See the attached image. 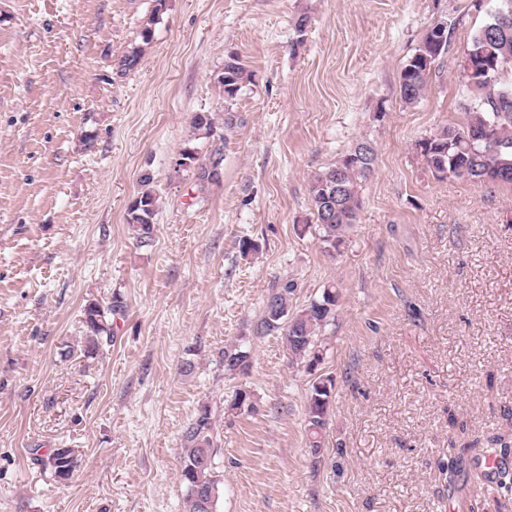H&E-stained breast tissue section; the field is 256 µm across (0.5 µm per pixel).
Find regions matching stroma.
<instances>
[{
    "label": "stroma",
    "mask_w": 512,
    "mask_h": 512,
    "mask_svg": "<svg viewBox=\"0 0 512 512\" xmlns=\"http://www.w3.org/2000/svg\"><path fill=\"white\" fill-rule=\"evenodd\" d=\"M498 4L0 0V512H184L182 435L204 404L219 512L483 499L480 450L512 434V185L437 177L417 143L463 122L459 59ZM440 20L448 51L406 106L400 71ZM147 24L139 64L118 73ZM231 52L252 80L228 102L216 77ZM227 105L241 125L192 133L195 113ZM361 142L375 163L334 250L309 184ZM217 145L221 179L199 188L176 161ZM145 174L158 208L143 245L127 206ZM244 237L258 251L242 254ZM276 281L295 283L296 310L338 294L317 456L314 376L257 332ZM115 298L114 338L86 356L83 310ZM231 347L245 369H225ZM63 445L78 466L59 482L37 458ZM317 379L327 386L330 384L329 377H323L319 374ZM317 379L312 383L307 395V428L311 438L310 448H314L315 451L321 448L322 441L320 437L322 429L325 427V417L332 397L329 392L321 390L316 385ZM330 389H332V383Z\"/></svg>",
    "instance_id": "1"
}]
</instances>
